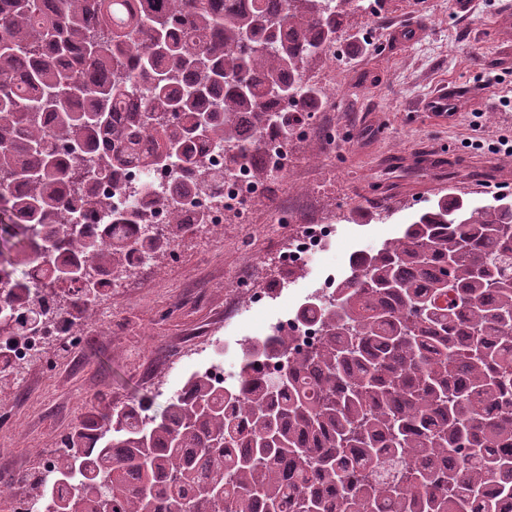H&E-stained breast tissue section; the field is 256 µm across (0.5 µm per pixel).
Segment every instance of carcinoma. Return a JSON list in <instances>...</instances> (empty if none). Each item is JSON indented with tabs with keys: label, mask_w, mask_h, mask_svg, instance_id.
<instances>
[{
	"label": "carcinoma",
	"mask_w": 512,
	"mask_h": 512,
	"mask_svg": "<svg viewBox=\"0 0 512 512\" xmlns=\"http://www.w3.org/2000/svg\"><path fill=\"white\" fill-rule=\"evenodd\" d=\"M357 0H0V337L51 315L92 325L100 276L138 274L186 237L181 211L246 164L267 182L263 133L325 96L303 82ZM140 115L112 125L126 95ZM140 159L185 174L112 215L99 193ZM224 149L212 172L195 151ZM107 214L87 230L77 217ZM140 254L136 267L128 264ZM42 274L29 281V269ZM323 328L302 349L277 332L230 383L190 377L154 414L116 406L65 434L27 512H503L512 503V199L443 195L402 235L356 255L336 297L307 298ZM282 361L262 377L257 362ZM24 367L0 356V385Z\"/></svg>",
	"instance_id": "1"
}]
</instances>
